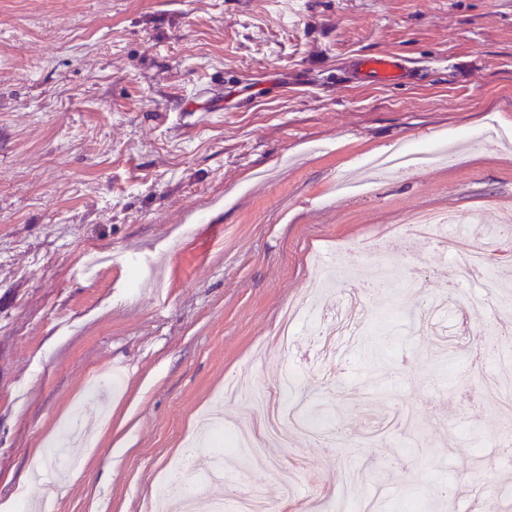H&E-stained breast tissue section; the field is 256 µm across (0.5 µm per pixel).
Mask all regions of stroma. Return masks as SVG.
Instances as JSON below:
<instances>
[{
    "instance_id": "35a3bbf8",
    "label": "stroma",
    "mask_w": 512,
    "mask_h": 512,
    "mask_svg": "<svg viewBox=\"0 0 512 512\" xmlns=\"http://www.w3.org/2000/svg\"><path fill=\"white\" fill-rule=\"evenodd\" d=\"M390 53L404 80L358 78ZM453 147L340 194L371 155ZM453 211L499 286L450 288L452 258L404 235L416 211ZM381 245L393 291H367L358 335L316 342ZM330 291L312 290L319 271ZM424 285L411 287L416 275ZM452 297L467 335L434 362L393 304ZM308 302L287 355L286 308ZM512 302V0H0V505L21 512H148L197 415L252 429L260 403L222 398L250 375L260 398L343 426L341 448L299 432L279 465L201 482L279 512L362 470L353 500L381 512L451 489L457 512L512 501V411L487 398L471 348ZM385 337L378 361L366 340ZM301 374L298 390L282 386ZM423 432L368 438L394 407ZM80 457L52 489L31 474Z\"/></svg>"
}]
</instances>
